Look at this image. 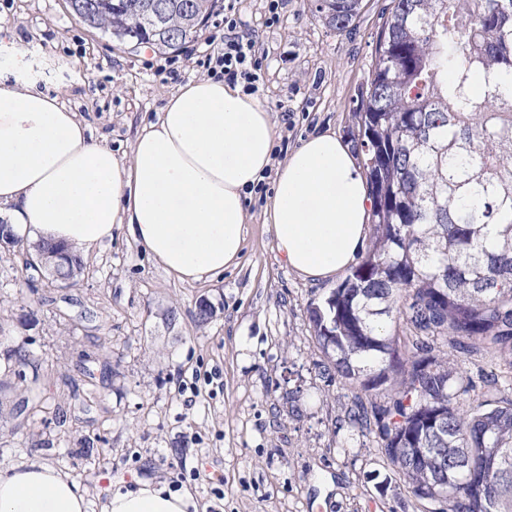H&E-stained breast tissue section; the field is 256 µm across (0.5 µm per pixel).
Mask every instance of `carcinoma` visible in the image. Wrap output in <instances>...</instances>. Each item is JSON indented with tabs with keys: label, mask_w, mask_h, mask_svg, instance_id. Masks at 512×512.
I'll return each instance as SVG.
<instances>
[{
	"label": "carcinoma",
	"mask_w": 512,
	"mask_h": 512,
	"mask_svg": "<svg viewBox=\"0 0 512 512\" xmlns=\"http://www.w3.org/2000/svg\"><path fill=\"white\" fill-rule=\"evenodd\" d=\"M69 0L82 22L122 42L178 50L217 0ZM361 0H317L347 30ZM372 200L363 259L309 309L334 373L356 390L345 422L374 433L431 512H512V397L470 405L471 380L436 353L495 355L512 372V0H390L355 109ZM53 280L84 263L64 246ZM406 326L401 336L391 326ZM385 386L387 405L365 401ZM38 370L11 411L13 430L41 415L92 412L46 397Z\"/></svg>",
	"instance_id": "obj_1"
}]
</instances>
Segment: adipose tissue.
<instances>
[{"label":"adipose tissue","instance_id":"adipose-tissue-1","mask_svg":"<svg viewBox=\"0 0 512 512\" xmlns=\"http://www.w3.org/2000/svg\"><path fill=\"white\" fill-rule=\"evenodd\" d=\"M270 113L241 85L192 80L137 132L128 160L95 141L61 94L0 75V213L13 232L88 255L126 226L170 275L199 282L237 265L245 199L275 168L266 223L301 277L323 282L362 252L371 200L355 155L335 132L304 139L273 166ZM188 493L147 481L104 512H186ZM0 512H87L77 483L32 463L0 471Z\"/></svg>","mask_w":512,"mask_h":512}]
</instances>
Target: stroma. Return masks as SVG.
Wrapping results in <instances>:
<instances>
[{
  "label": "stroma",
  "mask_w": 512,
  "mask_h": 512,
  "mask_svg": "<svg viewBox=\"0 0 512 512\" xmlns=\"http://www.w3.org/2000/svg\"><path fill=\"white\" fill-rule=\"evenodd\" d=\"M232 0L261 65L258 100L276 123L273 159L303 139L357 132L355 108L369 78L389 0H363L349 30L327 27L316 0ZM22 65H15L16 46ZM224 50V9L175 52L132 51L78 21L66 0H0V71L62 91L72 111L128 156L137 129L166 96L212 77ZM271 179L248 193L250 216L236 267L206 282L169 275L127 234L84 262L76 285H51L0 246V468L37 462L69 476L88 512L137 480L189 488L187 512H426L376 436L344 425L351 393L319 348L307 309L333 289L291 270L264 223ZM213 316L200 322V301ZM24 347L40 373L83 384L98 378L94 421L55 418L12 432L11 409L26 387L5 374ZM197 383L189 405L178 389Z\"/></svg>",
  "instance_id": "1"
}]
</instances>
